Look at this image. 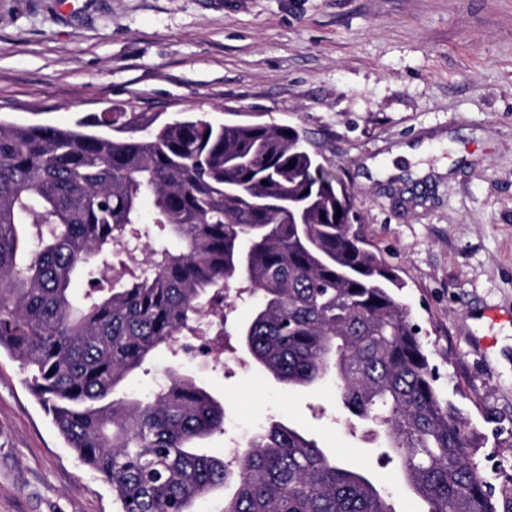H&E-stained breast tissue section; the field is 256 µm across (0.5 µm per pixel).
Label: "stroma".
Returning <instances> with one entry per match:
<instances>
[{"mask_svg": "<svg viewBox=\"0 0 512 512\" xmlns=\"http://www.w3.org/2000/svg\"><path fill=\"white\" fill-rule=\"evenodd\" d=\"M115 104L298 130L402 279L439 389L512 498V0H0V118L65 126ZM250 314L234 297L222 366L162 352L125 391L180 369L224 403L207 453L280 422L419 512L330 383L286 387L237 347ZM0 512H116L4 355Z\"/></svg>", "mask_w": 512, "mask_h": 512, "instance_id": "35a3bbf8", "label": "stroma"}]
</instances>
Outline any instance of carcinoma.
<instances>
[{
	"instance_id": "obj_1",
	"label": "carcinoma",
	"mask_w": 512,
	"mask_h": 512,
	"mask_svg": "<svg viewBox=\"0 0 512 512\" xmlns=\"http://www.w3.org/2000/svg\"><path fill=\"white\" fill-rule=\"evenodd\" d=\"M352 220L347 189L291 126L117 105L67 128L0 121V353L117 512H193L231 481L222 512H397L366 472L281 423L231 462L200 452L224 431V405L178 370L148 396L114 398L238 288L253 299L238 328L252 360L290 388L331 381L349 427L383 434L421 512H512L436 385L402 280ZM146 222L168 245L108 278L112 252ZM79 269L93 284L81 297Z\"/></svg>"
}]
</instances>
